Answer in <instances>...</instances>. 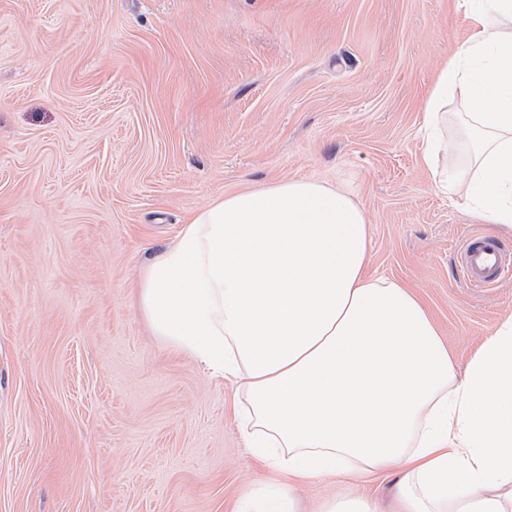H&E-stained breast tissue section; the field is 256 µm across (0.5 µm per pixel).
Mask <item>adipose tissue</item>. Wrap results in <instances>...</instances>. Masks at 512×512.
Segmentation results:
<instances>
[{"label":"adipose tissue","instance_id":"1","mask_svg":"<svg viewBox=\"0 0 512 512\" xmlns=\"http://www.w3.org/2000/svg\"><path fill=\"white\" fill-rule=\"evenodd\" d=\"M471 34L424 105L439 131L466 111L462 177L434 176L512 231V0H463ZM370 220L346 192L291 179L212 202L154 255L139 307L169 348L236 384L251 457L274 473L232 512H301L298 486L397 471L389 507L366 493L317 512H512V316L464 368L401 283L365 275Z\"/></svg>","mask_w":512,"mask_h":512}]
</instances>
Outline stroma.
<instances>
[{
    "label": "stroma",
    "instance_id": "35a3bbf8",
    "mask_svg": "<svg viewBox=\"0 0 512 512\" xmlns=\"http://www.w3.org/2000/svg\"><path fill=\"white\" fill-rule=\"evenodd\" d=\"M458 0H0V512H230L269 472L234 387L153 335L146 261L215 199L288 179L371 219L455 364L512 314L498 233L422 162ZM462 269L475 288L492 286L512 275L500 243L488 236L471 235L462 250Z\"/></svg>",
    "mask_w": 512,
    "mask_h": 512
}]
</instances>
